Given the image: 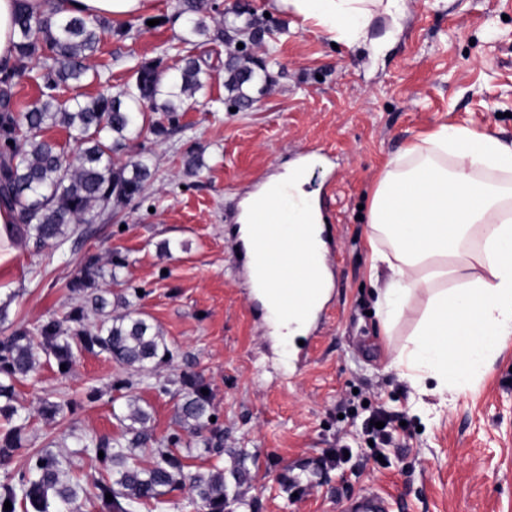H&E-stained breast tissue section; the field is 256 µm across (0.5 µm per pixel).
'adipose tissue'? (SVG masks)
Wrapping results in <instances>:
<instances>
[{"mask_svg":"<svg viewBox=\"0 0 512 512\" xmlns=\"http://www.w3.org/2000/svg\"><path fill=\"white\" fill-rule=\"evenodd\" d=\"M401 0H275L280 10L358 43L377 13ZM154 0H0V66L16 58L20 10L125 22ZM372 270L390 276L377 313L394 324L427 296L413 336L395 356L414 382L457 395L512 340V145L465 126H440L391 159L370 207ZM482 274H474V267Z\"/></svg>","mask_w":512,"mask_h":512,"instance_id":"ef3b65f1","label":"adipose tissue"}]
</instances>
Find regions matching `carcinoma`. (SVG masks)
Listing matches in <instances>:
<instances>
[{
	"label": "carcinoma",
	"instance_id": "1",
	"mask_svg": "<svg viewBox=\"0 0 512 512\" xmlns=\"http://www.w3.org/2000/svg\"><path fill=\"white\" fill-rule=\"evenodd\" d=\"M178 6L179 13L187 15L178 45L164 48L162 57L138 66L117 92L107 85L88 99L80 89L92 71L89 60L99 51L102 21L19 11L17 59L35 60L37 65L0 69V83L14 87L32 81L39 86L40 96L20 115L11 111L7 101L0 112V203L18 211L20 232L35 247L81 236L86 233L82 225L95 217L112 220L120 208L138 198L152 176L148 160L130 151V144L146 127L143 106L149 105L155 114L148 126L155 136L178 128L184 103L205 93L211 78L205 61L193 50L230 41L236 34L254 37L259 30L255 14L245 9L233 11L213 29L202 0H178ZM172 50L176 62L166 69L164 57ZM256 67L257 61L247 54L224 63V87L234 105L246 107L254 101L253 93L264 91L267 76ZM57 126L65 128L76 144L74 154L45 136V131ZM103 278L101 258L88 254L68 288L86 294ZM86 301L98 316L94 323H87L88 310L80 305L61 318L44 320L33 331L19 328L0 339V417L10 425L0 437V464L7 463L21 446L28 408L18 401L15 382L36 373L35 347L67 370L76 349H97L134 372L171 359L164 336L142 313L128 308L114 315L102 294H87ZM183 383L180 424L207 452L223 453L222 443L210 438L213 412L209 396L201 392L205 385L192 375L185 376ZM128 409L130 437L78 438L82 451L104 453L100 463L115 469V479L93 483V496L102 512H137L147 504L158 508L163 495L185 485L192 502L205 512H224L228 503L224 470L187 475L178 448L180 434H170L166 446L156 449L151 466L129 464L134 450L152 441V435L145 427L149 414L139 400H129ZM69 466V460L51 451L33 453L10 483L0 487V512H78L76 501L86 489L67 480ZM108 493L113 499H106ZM6 501L12 505L9 511L4 510Z\"/></svg>",
	"mask_w": 512,
	"mask_h": 512
}]
</instances>
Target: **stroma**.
Returning <instances> with one entry per match:
<instances>
[{"label": "stroma", "mask_w": 512, "mask_h": 512, "mask_svg": "<svg viewBox=\"0 0 512 512\" xmlns=\"http://www.w3.org/2000/svg\"><path fill=\"white\" fill-rule=\"evenodd\" d=\"M221 12L246 6L265 18L271 37L255 48L270 81L250 107L232 110L224 89L230 45L210 53L206 96L188 100L178 133L136 141L155 170L141 198L118 217L97 219L83 238L21 247L0 266V337L35 328L78 305L68 283L84 258L125 264L113 293L124 295L162 332L173 359L143 372L131 392L112 379L123 368L106 354L76 353L67 374L40 361L34 377L16 382L19 401L70 403L55 420L30 415L21 448L0 465V484L29 454L49 447L70 459L73 481L91 486L102 466L77 453V440L121 438L127 400L137 397L155 440L178 431L182 377L211 392L223 455L185 437L187 473L224 470L231 498L225 512H343L361 490L388 493L393 512H512V342L449 402L420 398L392 364L424 308L418 295L393 327L375 316L370 279V207L388 162L420 134L442 124L466 126L512 145V0H406L399 21L375 15L365 41L333 45L329 34L276 11L272 0H214ZM148 18L132 19L128 36L103 35L98 80L121 88L134 68L176 42L183 21L176 0H156ZM204 165L188 173L187 152ZM311 155L304 186L325 196L330 286L322 314L301 342L273 336L268 313L238 252L235 215L258 184ZM384 411L395 425L388 444L373 448L369 419ZM345 444L350 459L325 456ZM296 467L309 489L280 485Z\"/></svg>", "instance_id": "35a3bbf8"}]
</instances>
